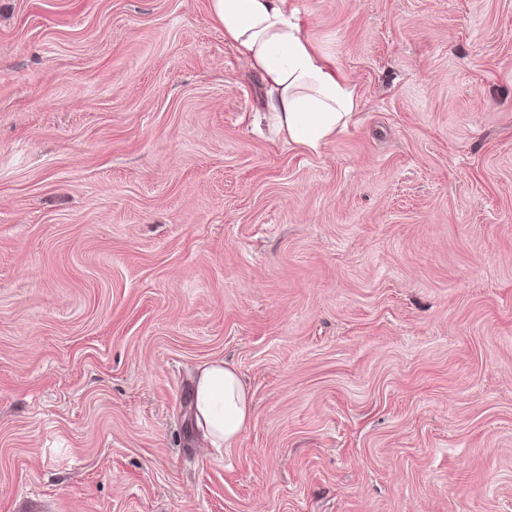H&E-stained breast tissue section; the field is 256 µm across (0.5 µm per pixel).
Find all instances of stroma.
<instances>
[{"mask_svg":"<svg viewBox=\"0 0 512 512\" xmlns=\"http://www.w3.org/2000/svg\"><path fill=\"white\" fill-rule=\"evenodd\" d=\"M288 8L316 152L209 0H0V512H512V0ZM214 20L264 82L267 116L289 146L319 151L357 109L354 87L310 45L287 0H209ZM194 425L208 448L230 447L251 417L252 399L236 368L216 359L199 366L191 391Z\"/></svg>","mask_w":512,"mask_h":512,"instance_id":"1","label":"stroma"}]
</instances>
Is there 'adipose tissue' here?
Listing matches in <instances>:
<instances>
[{"label": "adipose tissue", "mask_w": 512, "mask_h": 512, "mask_svg": "<svg viewBox=\"0 0 512 512\" xmlns=\"http://www.w3.org/2000/svg\"><path fill=\"white\" fill-rule=\"evenodd\" d=\"M214 20L264 82L267 116L288 145L316 152L352 121L354 87L310 45L287 0H209ZM194 425L205 446L230 447L245 429L252 399L236 368L199 366L191 391Z\"/></svg>", "instance_id": "1"}]
</instances>
